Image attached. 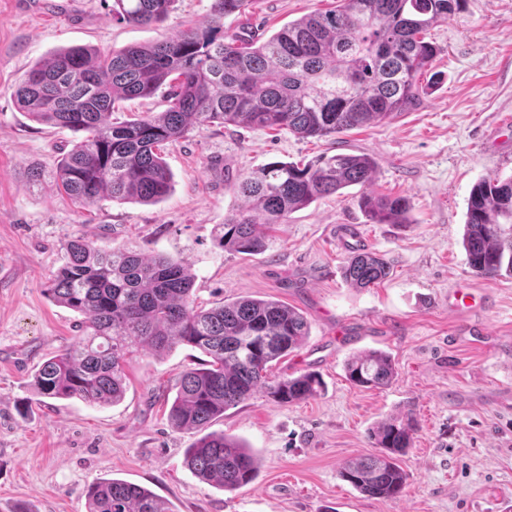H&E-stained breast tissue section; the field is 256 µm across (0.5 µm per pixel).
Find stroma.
Returning a JSON list of instances; mask_svg holds the SVG:
<instances>
[{
  "label": "stroma",
  "instance_id": "1",
  "mask_svg": "<svg viewBox=\"0 0 512 512\" xmlns=\"http://www.w3.org/2000/svg\"><path fill=\"white\" fill-rule=\"evenodd\" d=\"M211 3L176 0L163 23L137 26L113 21L112 0H0V512H87L86 488L108 478L149 488L171 512H512V275L474 274L462 245L473 185L512 174V0H467L429 29L441 52L419 80V99L383 122L320 140L192 130L162 151L173 188L155 205L80 207L51 179L27 181V168L52 169L74 137L18 108L13 92L30 66L67 47L109 53L205 27ZM335 5L254 0L225 18L224 31L245 26L267 38ZM341 152L375 158L373 191L408 198L409 223H367L352 187L291 213L268 231L263 253L217 245L218 228L244 204L235 190L243 175ZM78 237L182 259L200 305L276 299L307 318L305 344L271 374L317 372L322 392L290 405L259 393L209 426L256 454L252 484L230 493L198 479L185 464L194 433L168 422L180 374L201 363L199 350L135 354L125 398L113 406L34 399L35 370L78 334L77 314L43 289L63 245ZM358 249L383 256L390 276L351 287L343 271ZM464 287L472 310L449 309ZM368 349L391 355L387 387L346 379L345 361ZM408 412L417 432L401 461L403 495L365 497L340 478L342 466L374 453L378 421Z\"/></svg>",
  "mask_w": 512,
  "mask_h": 512
}]
</instances>
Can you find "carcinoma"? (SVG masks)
Returning a JSON list of instances; mask_svg holds the SVG:
<instances>
[{
  "mask_svg": "<svg viewBox=\"0 0 512 512\" xmlns=\"http://www.w3.org/2000/svg\"><path fill=\"white\" fill-rule=\"evenodd\" d=\"M174 2L114 0L112 18L149 26L164 21ZM252 2L212 0L209 26L153 44L110 54L74 46L35 63L14 91L16 103L35 121L77 134L50 172L57 190L82 206L105 199L155 204L170 194L173 181L160 146L193 128L244 125L327 139L404 112L418 99V76L439 52L424 32L461 12L467 0H341L264 41L224 34V17ZM160 91L165 111L112 120L121 102ZM377 169L373 157L353 153L304 166L270 162L238 181L245 206L224 221L219 243L260 253L266 236L259 226L280 224L351 186L361 187L358 205L367 223H409L406 198L370 190ZM463 247L475 274L512 273V176L473 186ZM389 274L385 259L361 250L344 271L354 288H369ZM44 291L83 320L81 335L35 372L34 395L115 404L125 395L124 367L135 352L161 355L180 345L201 351L207 360L181 373L168 421L178 431L199 433L186 449V465L225 491L252 483L259 463L237 438L208 431L210 423L258 392L293 404L324 387L316 372L268 375L305 343L303 314L278 300L249 297L202 307L194 298V276L179 258L147 257L133 247L101 251L76 238L64 245L63 265ZM344 369L352 384L363 387L387 386L395 376L391 355L380 349L350 357ZM415 431L409 414L380 421L370 431L377 453L347 461L340 477L369 498L400 497L407 482L400 460ZM86 500L87 512H170L151 490L120 479L92 484Z\"/></svg>",
  "mask_w": 512,
  "mask_h": 512,
  "instance_id": "cac0c4a2",
  "label": "carcinoma"
}]
</instances>
